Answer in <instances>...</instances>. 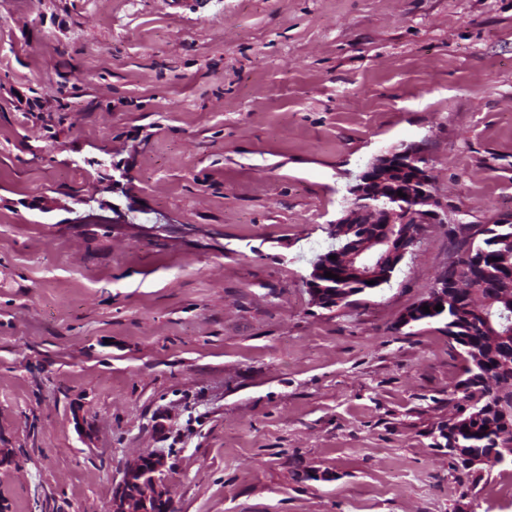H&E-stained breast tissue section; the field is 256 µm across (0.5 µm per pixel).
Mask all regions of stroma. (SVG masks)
<instances>
[{
    "label": "stroma",
    "mask_w": 512,
    "mask_h": 512,
    "mask_svg": "<svg viewBox=\"0 0 512 512\" xmlns=\"http://www.w3.org/2000/svg\"><path fill=\"white\" fill-rule=\"evenodd\" d=\"M404 143L440 223L319 307L327 225ZM510 215L512 0H0V512H103L148 453L173 512H512L511 469L454 479L458 349L400 324Z\"/></svg>",
    "instance_id": "obj_1"
}]
</instances>
